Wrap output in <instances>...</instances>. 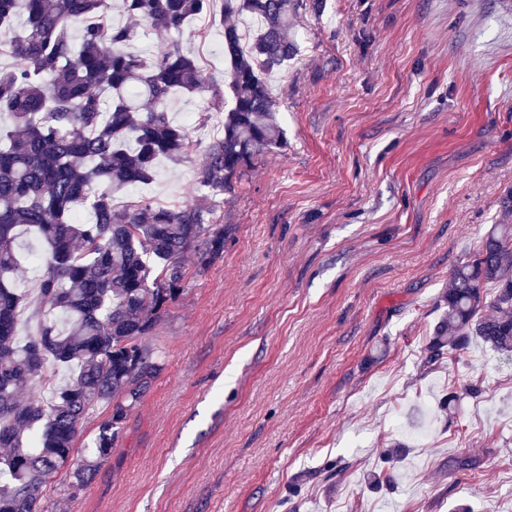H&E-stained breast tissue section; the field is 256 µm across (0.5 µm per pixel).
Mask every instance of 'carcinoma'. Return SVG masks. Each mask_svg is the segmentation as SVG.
Returning <instances> with one entry per match:
<instances>
[{
  "instance_id": "1",
  "label": "carcinoma",
  "mask_w": 512,
  "mask_h": 512,
  "mask_svg": "<svg viewBox=\"0 0 512 512\" xmlns=\"http://www.w3.org/2000/svg\"><path fill=\"white\" fill-rule=\"evenodd\" d=\"M303 0H224V53L232 107L224 137L205 149L201 185L234 191L256 156L278 148L283 131L270 75L295 54L292 20ZM211 0H0V512H48L54 475L91 482L121 425L162 371L142 344L182 292L188 252L205 264L224 252V225L205 200L170 208L138 198L117 212L114 195L152 181L162 160L186 159L190 134L170 120L176 91L202 84L194 58L173 47L151 56L129 50L139 29L180 30ZM260 22L243 44L237 19ZM80 27V40L72 28ZM31 235L44 267L34 333L21 336L28 294L19 238ZM430 338V358L479 338L512 354V224H495L458 266ZM69 377L45 402L23 393L45 369ZM89 458L70 468L79 426L99 405Z\"/></svg>"
}]
</instances>
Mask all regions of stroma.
I'll return each instance as SVG.
<instances>
[{"instance_id":"obj_1","label":"stroma","mask_w":512,"mask_h":512,"mask_svg":"<svg viewBox=\"0 0 512 512\" xmlns=\"http://www.w3.org/2000/svg\"><path fill=\"white\" fill-rule=\"evenodd\" d=\"M292 32L284 147L210 197L223 256H184L144 338L162 372L94 480L53 478L51 512H512V356L427 350L451 272L512 224V0H320ZM174 43L204 81L169 116L201 147L115 206L204 192L223 0L135 45Z\"/></svg>"}]
</instances>
